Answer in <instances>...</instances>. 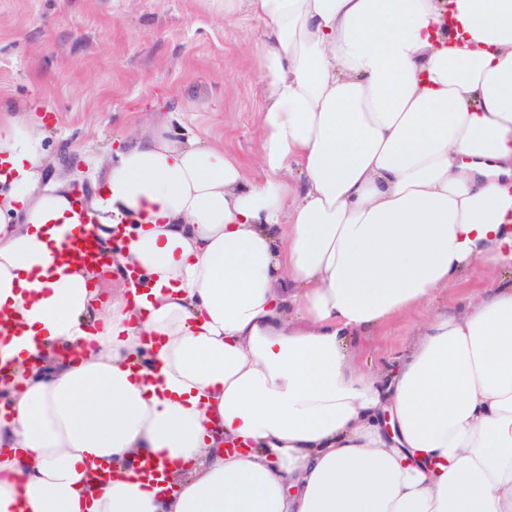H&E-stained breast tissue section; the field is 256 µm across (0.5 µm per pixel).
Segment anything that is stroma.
<instances>
[{
	"label": "stroma",
	"instance_id": "1",
	"mask_svg": "<svg viewBox=\"0 0 512 512\" xmlns=\"http://www.w3.org/2000/svg\"><path fill=\"white\" fill-rule=\"evenodd\" d=\"M259 33L204 0H0V105L44 104L48 164L85 188L96 159L160 126L247 163L260 147ZM417 322L359 339L362 368L391 367Z\"/></svg>",
	"mask_w": 512,
	"mask_h": 512
}]
</instances>
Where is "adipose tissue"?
<instances>
[{
    "label": "adipose tissue",
    "instance_id": "adipose-tissue-1",
    "mask_svg": "<svg viewBox=\"0 0 512 512\" xmlns=\"http://www.w3.org/2000/svg\"><path fill=\"white\" fill-rule=\"evenodd\" d=\"M209 3L261 23L252 164L157 128L77 209L33 108L0 117V512H512V0ZM85 215L106 299L59 258ZM502 278L499 273L479 271L475 277L458 287H450L437 297L428 309L422 311V316L400 317L382 328L377 336L360 338L356 347L360 351L359 362L364 370L377 372L385 367L390 368L392 363L401 357L414 340L417 322L424 316L433 314L441 308H459L464 304L465 297L474 288L490 286ZM136 470L140 478L155 484L157 487L163 488L166 483V465H160L159 462H156L150 456H146L139 460Z\"/></svg>",
    "mask_w": 512,
    "mask_h": 512
}]
</instances>
